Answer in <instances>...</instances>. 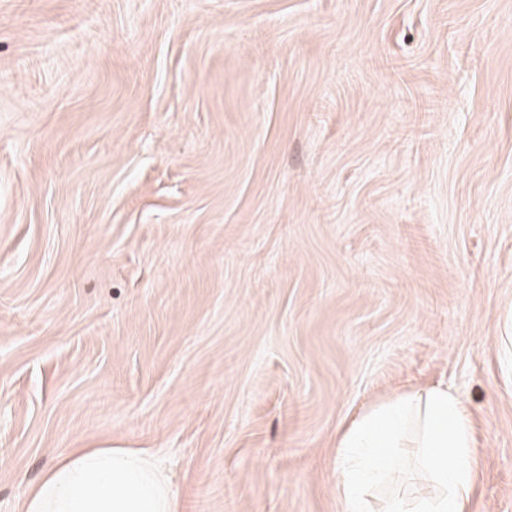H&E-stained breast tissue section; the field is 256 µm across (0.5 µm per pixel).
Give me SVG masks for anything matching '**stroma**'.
<instances>
[{
	"mask_svg": "<svg viewBox=\"0 0 512 512\" xmlns=\"http://www.w3.org/2000/svg\"><path fill=\"white\" fill-rule=\"evenodd\" d=\"M512 0H0V512L72 448L177 512H341L444 382L512 512Z\"/></svg>",
	"mask_w": 512,
	"mask_h": 512,
	"instance_id": "stroma-1",
	"label": "stroma"
}]
</instances>
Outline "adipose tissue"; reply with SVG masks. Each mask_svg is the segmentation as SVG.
Listing matches in <instances>:
<instances>
[{"mask_svg":"<svg viewBox=\"0 0 512 512\" xmlns=\"http://www.w3.org/2000/svg\"><path fill=\"white\" fill-rule=\"evenodd\" d=\"M418 451L425 490L398 491L400 451ZM342 512H468L476 473L465 402L443 384L368 408L336 437ZM395 485L371 508V490ZM21 512H177L175 494L149 455L128 448H73L20 493Z\"/></svg>","mask_w":512,"mask_h":512,"instance_id":"obj_1","label":"adipose tissue"}]
</instances>
